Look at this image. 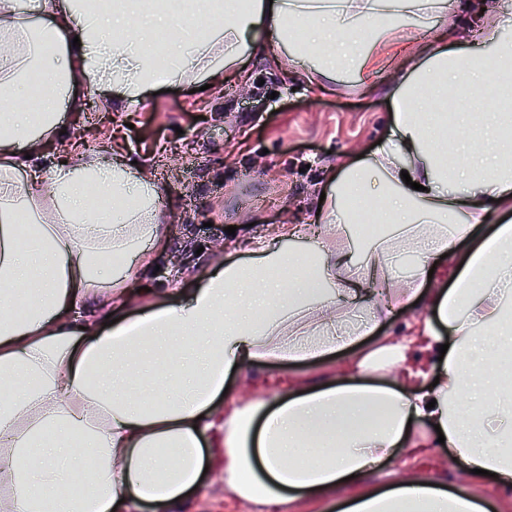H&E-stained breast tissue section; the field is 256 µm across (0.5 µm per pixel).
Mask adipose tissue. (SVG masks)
Listing matches in <instances>:
<instances>
[{
	"mask_svg": "<svg viewBox=\"0 0 512 512\" xmlns=\"http://www.w3.org/2000/svg\"><path fill=\"white\" fill-rule=\"evenodd\" d=\"M457 0H220L188 10L144 0H0V512H177L203 483L206 450L224 444V483L257 512L306 501L328 512H485V472L512 491V390L487 364L512 355V126L467 94L512 83V43L485 57L492 26L448 24ZM433 21L436 44L396 25ZM171 43L151 52L155 28ZM269 57L323 92L341 68L396 59L393 123L370 156L343 159L321 211L279 224L198 275L182 299L131 296L168 228L149 171L79 149L48 170L31 159L59 140L58 105L87 86L139 101L171 84L221 83L245 58ZM39 70L46 109H13ZM460 111L448 171L425 90ZM456 177L464 190L446 189ZM369 202L392 232L353 256L345 201ZM499 223H490L492 214ZM310 241L308 251L288 241ZM411 256L404 278L395 267ZM286 271L270 277L271 268ZM451 285L429 289L430 269ZM139 299L141 312L128 306ZM419 307L400 336L379 324ZM447 352H440V345ZM350 357L310 386L243 402L231 376L274 361ZM450 451L463 484L431 476L337 500L401 455ZM95 467L84 474L82 459Z\"/></svg>",
	"mask_w": 512,
	"mask_h": 512,
	"instance_id": "adipose-tissue-1",
	"label": "adipose tissue"
}]
</instances>
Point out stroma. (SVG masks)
<instances>
[{
	"label": "stroma",
	"instance_id": "1",
	"mask_svg": "<svg viewBox=\"0 0 512 512\" xmlns=\"http://www.w3.org/2000/svg\"><path fill=\"white\" fill-rule=\"evenodd\" d=\"M394 73L383 70L363 89L346 74L336 90L310 88L296 76H284L267 58L252 57L241 78L191 92L189 85L135 104L85 95L80 108L60 104L67 134L64 143L43 149L36 164L48 168L63 144L95 154L109 146L121 157L149 170L168 219L170 245L158 256L167 264L182 253L186 264L162 275L140 272L142 285L163 288L168 300L180 298L190 282L213 263V240L227 238L228 227L244 243L267 226L314 216L322 187L335 184L344 154L369 156L392 123L387 101ZM334 360L303 366L274 364L230 380L234 395L249 401L291 384H314L332 373ZM437 477L449 488L463 477L446 454L414 461L396 457L372 476L380 487L390 476ZM180 512H252L224 484V451H208L202 486L189 494Z\"/></svg>",
	"mask_w": 512,
	"mask_h": 512
}]
</instances>
